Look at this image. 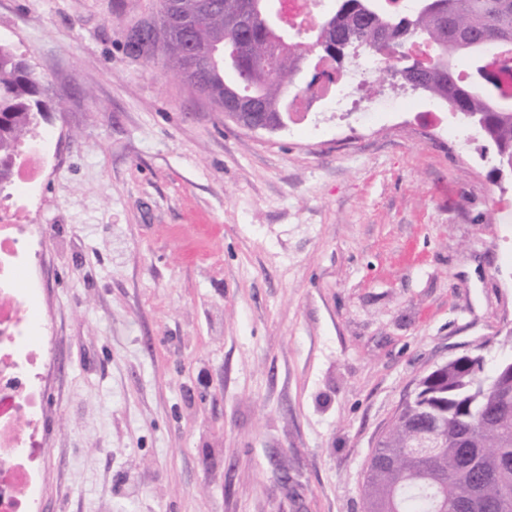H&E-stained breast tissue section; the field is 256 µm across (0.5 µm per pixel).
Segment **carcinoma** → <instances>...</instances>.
I'll return each mask as SVG.
<instances>
[{
	"label": "carcinoma",
	"mask_w": 512,
	"mask_h": 512,
	"mask_svg": "<svg viewBox=\"0 0 512 512\" xmlns=\"http://www.w3.org/2000/svg\"><path fill=\"white\" fill-rule=\"evenodd\" d=\"M277 0H158L156 17L173 8L191 40L200 45L224 41V59L208 64L200 79L213 91L211 102L224 109V94L257 95L267 119L286 111L288 89L312 53L340 64L351 52L371 48L393 55L385 72H405L430 99L448 105L478 126L495 146L497 161H512V106L499 101L501 84L480 65L479 87L462 82L454 65L497 47L512 54V0H416L410 13L383 7L382 0H334L310 42H296L276 23ZM419 41L431 48L421 63L404 48ZM174 39L142 43L146 58L163 55L177 73L184 59ZM45 85L25 60L0 43V184L10 180L21 144L38 136L48 111ZM499 362L485 374L480 353L461 356L426 382L397 415L388 445L375 448L362 488L364 512H512V379ZM442 438L429 457L406 448L421 431Z\"/></svg>",
	"instance_id": "cac0c4a2"
}]
</instances>
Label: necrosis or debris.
Listing matches in <instances>:
<instances>
[{"mask_svg": "<svg viewBox=\"0 0 512 512\" xmlns=\"http://www.w3.org/2000/svg\"><path fill=\"white\" fill-rule=\"evenodd\" d=\"M328 6L329 0H279L283 19L297 32L318 28ZM383 63L378 54L367 53L335 80L289 95L288 109L301 117L321 102L329 111L365 119L400 111L403 98L361 94ZM39 232V225L26 223L22 209L0 206V512H33L44 454L38 297L22 283L37 257L32 243Z\"/></svg>", "mask_w": 512, "mask_h": 512, "instance_id": "obj_1", "label": "necrosis or debris"}]
</instances>
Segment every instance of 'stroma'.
<instances>
[{
    "label": "stroma",
    "mask_w": 512,
    "mask_h": 512,
    "mask_svg": "<svg viewBox=\"0 0 512 512\" xmlns=\"http://www.w3.org/2000/svg\"><path fill=\"white\" fill-rule=\"evenodd\" d=\"M156 0H0L48 89L35 512H362L418 382L512 355V177L412 107L253 132L129 54Z\"/></svg>",
    "instance_id": "stroma-1"
}]
</instances>
